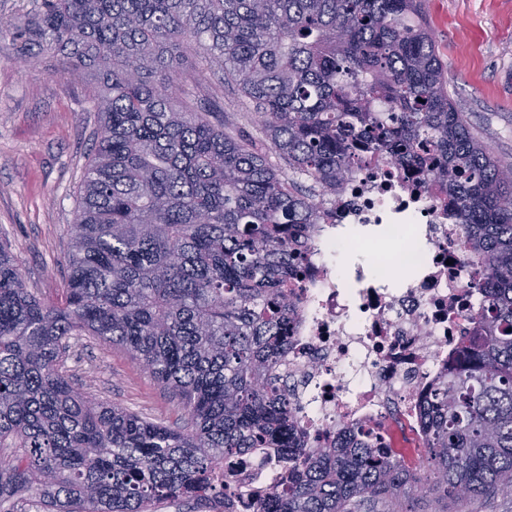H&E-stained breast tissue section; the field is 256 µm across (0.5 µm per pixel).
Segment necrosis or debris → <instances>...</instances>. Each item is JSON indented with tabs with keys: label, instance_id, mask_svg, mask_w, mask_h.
Listing matches in <instances>:
<instances>
[{
	"label": "necrosis or debris",
	"instance_id": "4bbe7bcc",
	"mask_svg": "<svg viewBox=\"0 0 512 512\" xmlns=\"http://www.w3.org/2000/svg\"><path fill=\"white\" fill-rule=\"evenodd\" d=\"M453 207L421 175L382 160L355 169L323 203L285 359L307 447L356 431L379 433L393 449L401 434L404 459L415 458L423 400L471 334L485 284ZM351 224L377 227L388 263L337 273Z\"/></svg>",
	"mask_w": 512,
	"mask_h": 512
}]
</instances>
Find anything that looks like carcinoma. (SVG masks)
Masks as SVG:
<instances>
[{"mask_svg":"<svg viewBox=\"0 0 512 512\" xmlns=\"http://www.w3.org/2000/svg\"><path fill=\"white\" fill-rule=\"evenodd\" d=\"M422 0H41L20 59L50 50L92 74L101 112L78 188L62 301L0 245V512H234L224 465L255 456L280 483H242L258 512H421L413 500L512 497V166L448 93ZM224 73L258 123L244 139L178 86ZM275 154L284 163L269 160ZM407 166L458 204L487 272L448 381L408 464L355 437L291 441L282 372L317 191L365 157ZM305 176L303 190L285 172ZM74 336L127 351L184 411L175 428L105 404L62 371Z\"/></svg>","mask_w":512,"mask_h":512,"instance_id":"carcinoma-1","label":"carcinoma"}]
</instances>
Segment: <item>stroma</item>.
Instances as JSON below:
<instances>
[{
    "instance_id": "35a3bbf8",
    "label": "stroma",
    "mask_w": 512,
    "mask_h": 512,
    "mask_svg": "<svg viewBox=\"0 0 512 512\" xmlns=\"http://www.w3.org/2000/svg\"><path fill=\"white\" fill-rule=\"evenodd\" d=\"M424 11L448 66L449 92L475 133L512 163V0H425ZM17 49L11 34L0 33V242L20 259L29 289L55 302L68 275V228L98 126L97 83L64 74L62 58L49 51L20 65ZM194 67L184 64L182 88L223 112L239 136H255L236 87L218 74L195 84ZM64 370L98 400L167 425L181 418L176 400L126 351L99 338H72Z\"/></svg>"
}]
</instances>
